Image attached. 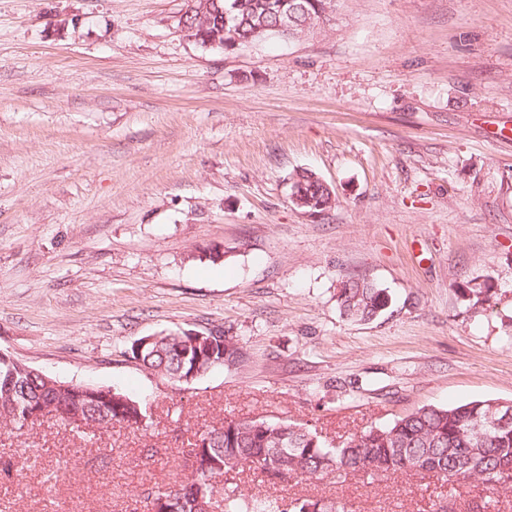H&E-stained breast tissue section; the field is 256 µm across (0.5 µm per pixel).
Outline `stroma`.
I'll return each instance as SVG.
<instances>
[{
    "label": "stroma",
    "instance_id": "stroma-1",
    "mask_svg": "<svg viewBox=\"0 0 512 512\" xmlns=\"http://www.w3.org/2000/svg\"><path fill=\"white\" fill-rule=\"evenodd\" d=\"M185 0H0V351L140 400L139 427L0 428V512H130L223 418L338 444L423 406L512 402V0H340L308 36L227 51ZM317 173L335 204L290 200ZM387 292L368 322L343 281ZM491 280L473 311L467 282ZM223 329L188 383L140 337ZM349 512H433L430 473L261 482ZM337 304L347 319L365 322L379 316L388 305L383 288L364 278H351L337 293ZM182 332L187 336H184ZM182 332L153 335V342H151V337L145 338L143 340L144 344L151 343L143 347H136L135 343L142 337L139 338L131 347L132 359L136 360L145 370L165 380L183 382L184 380L191 381L193 378H199L216 366L235 365L243 357L242 349L232 337L224 336V331L219 329L210 330L207 335L213 338L211 344L213 345L215 360L220 361L224 354L222 358L224 363L219 362L213 364L212 367L202 363L197 369L199 372L201 371L198 375L197 372H192L197 367L199 358L198 349L190 336L196 338L199 343L205 342L206 345H209L210 340L205 338L206 335L194 330H183ZM213 332H215V335ZM187 375L189 376L184 378Z\"/></svg>",
    "mask_w": 512,
    "mask_h": 512
}]
</instances>
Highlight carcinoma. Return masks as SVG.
Returning <instances> with one entry per match:
<instances>
[{
	"label": "carcinoma",
	"mask_w": 512,
	"mask_h": 512,
	"mask_svg": "<svg viewBox=\"0 0 512 512\" xmlns=\"http://www.w3.org/2000/svg\"><path fill=\"white\" fill-rule=\"evenodd\" d=\"M237 8L229 16L220 39L226 43L256 42L279 35L281 10L292 19L291 36H301L328 20L335 0H211L212 16ZM264 28L260 34L255 29ZM293 180L306 197L321 205L319 212L332 208L329 185L312 171L302 170ZM492 284L467 283L465 295L472 306L490 300ZM337 304L347 319L365 322L379 316L388 305L385 290L364 278H351L337 293ZM215 360L238 363L243 352L224 331L213 335ZM132 359L141 367L171 382H180L197 369L198 349L181 332L161 333L145 346L131 347ZM112 402L82 405L87 420L102 426L126 422L121 398ZM53 408L65 421L69 407H77L72 397L47 386L36 369H22L0 362V425L22 427L34 407ZM186 460L201 456L200 467L176 478L167 488L148 492L146 500L169 499L174 512H193L192 503L201 492L215 496L216 512H305L310 499L297 500L286 509L273 496L228 492L218 479L229 470L246 468L261 480L273 483L297 477L341 479L355 473L388 472L411 475L435 474L448 484V504L436 512H456L455 497L461 482L474 479L488 492L487 499L467 512H500L499 493L512 489V421L502 422V413L493 400H474L454 407L423 406L392 422L363 430L342 445L332 446L307 427L279 420L261 419L259 424L224 419L201 432L185 450Z\"/></svg>",
	"instance_id": "carcinoma-1"
}]
</instances>
